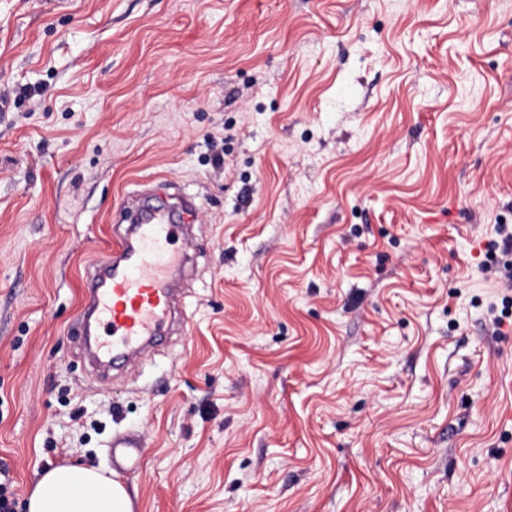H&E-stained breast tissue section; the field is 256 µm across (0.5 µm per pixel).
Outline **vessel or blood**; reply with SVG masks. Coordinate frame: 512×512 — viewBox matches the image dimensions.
<instances>
[{
    "label": "vessel or blood",
    "instance_id": "1",
    "mask_svg": "<svg viewBox=\"0 0 512 512\" xmlns=\"http://www.w3.org/2000/svg\"><path fill=\"white\" fill-rule=\"evenodd\" d=\"M184 226L158 206L138 210L95 264L77 317L88 361L110 375L117 361H134L167 334L183 291Z\"/></svg>",
    "mask_w": 512,
    "mask_h": 512
}]
</instances>
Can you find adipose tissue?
Wrapping results in <instances>:
<instances>
[{
	"label": "adipose tissue",
	"instance_id": "ef3b65f1",
	"mask_svg": "<svg viewBox=\"0 0 512 512\" xmlns=\"http://www.w3.org/2000/svg\"><path fill=\"white\" fill-rule=\"evenodd\" d=\"M27 512H135V494L107 469L60 465L43 473Z\"/></svg>",
	"mask_w": 512,
	"mask_h": 512
}]
</instances>
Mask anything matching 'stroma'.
<instances>
[{
    "instance_id": "stroma-1",
    "label": "stroma",
    "mask_w": 512,
    "mask_h": 512,
    "mask_svg": "<svg viewBox=\"0 0 512 512\" xmlns=\"http://www.w3.org/2000/svg\"><path fill=\"white\" fill-rule=\"evenodd\" d=\"M0 98L17 512L78 462L138 512H503L512 0H0ZM142 191L196 204L186 332L104 381L72 324ZM496 233L499 240H492L487 244L485 254L486 262L483 264V267L486 270L492 269L493 266L499 268L500 290H503V311L501 317L496 319V324L500 326L503 322V317L507 318L512 316L511 311L509 312V306L512 304V260H504L501 262L503 257H511L512 255V225H497ZM498 252L502 256L501 258Z\"/></svg>"
}]
</instances>
